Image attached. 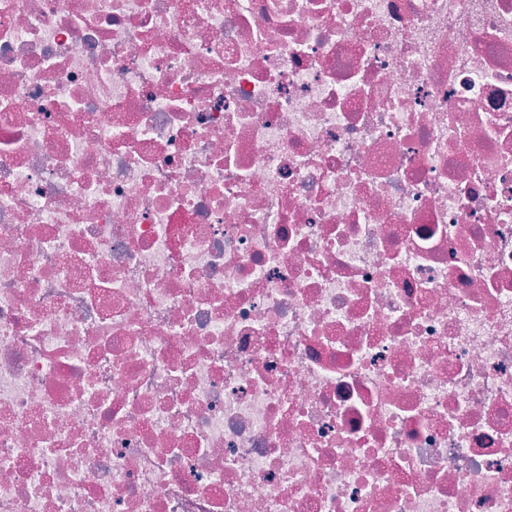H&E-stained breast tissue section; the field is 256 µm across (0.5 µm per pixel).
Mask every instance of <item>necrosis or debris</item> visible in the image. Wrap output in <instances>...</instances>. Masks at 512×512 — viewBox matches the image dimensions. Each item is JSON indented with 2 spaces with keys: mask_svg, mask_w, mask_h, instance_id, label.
Returning <instances> with one entry per match:
<instances>
[{
  "mask_svg": "<svg viewBox=\"0 0 512 512\" xmlns=\"http://www.w3.org/2000/svg\"><path fill=\"white\" fill-rule=\"evenodd\" d=\"M0 512H512V0H0Z\"/></svg>",
  "mask_w": 512,
  "mask_h": 512,
  "instance_id": "1",
  "label": "necrosis or debris"
}]
</instances>
